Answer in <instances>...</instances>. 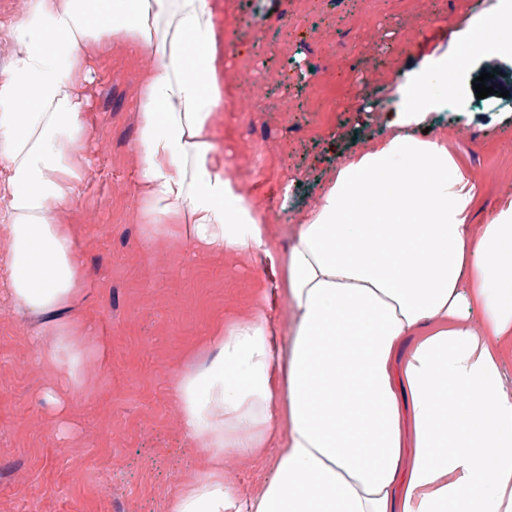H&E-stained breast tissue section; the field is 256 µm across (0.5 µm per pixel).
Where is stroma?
Listing matches in <instances>:
<instances>
[{
	"instance_id": "35a3bbf8",
	"label": "stroma",
	"mask_w": 512,
	"mask_h": 512,
	"mask_svg": "<svg viewBox=\"0 0 512 512\" xmlns=\"http://www.w3.org/2000/svg\"><path fill=\"white\" fill-rule=\"evenodd\" d=\"M223 101L210 135L239 188L260 204L269 243L283 247L326 187L342 155L388 136L376 100L397 98L400 68L454 54L473 18L497 0H211ZM95 72L87 160L61 211L85 276L72 317L102 337L103 361L64 411L43 400L55 369L35 352V322L0 296V512H168L190 472L211 454L184 435L172 389L212 330L249 317L261 267L250 252L215 254L144 227L138 100L155 59L116 42L87 47ZM490 73L494 93L468 95L465 112H434L450 130L448 149L483 191L472 222L482 226L512 198V55L471 60L465 82ZM507 97H500V90ZM370 110L353 111L357 98ZM242 123L243 139L225 133ZM296 187H289V180ZM274 454L224 460V479L259 496Z\"/></svg>"
}]
</instances>
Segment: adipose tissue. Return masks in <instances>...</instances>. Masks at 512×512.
<instances>
[{"instance_id": "adipose-tissue-1", "label": "adipose tissue", "mask_w": 512, "mask_h": 512, "mask_svg": "<svg viewBox=\"0 0 512 512\" xmlns=\"http://www.w3.org/2000/svg\"><path fill=\"white\" fill-rule=\"evenodd\" d=\"M11 38L0 72L1 286L37 319L33 345L60 371L46 403L64 409L65 393L85 384L82 328L69 316L83 278L56 214L86 165L84 50L118 39L155 57L136 140L150 235L253 252L265 295H284L293 314L286 339L265 308L229 321L181 374L183 431L217 465L190 475L168 512H512V393L492 346L512 335V199L473 233L480 188L469 168L442 137L413 130L463 102L460 65L512 53V0L482 15L456 66L401 69L394 136L337 166L281 251L215 162L211 0H32ZM283 419L287 441L263 492L241 497L224 458L273 447Z\"/></svg>"}]
</instances>
